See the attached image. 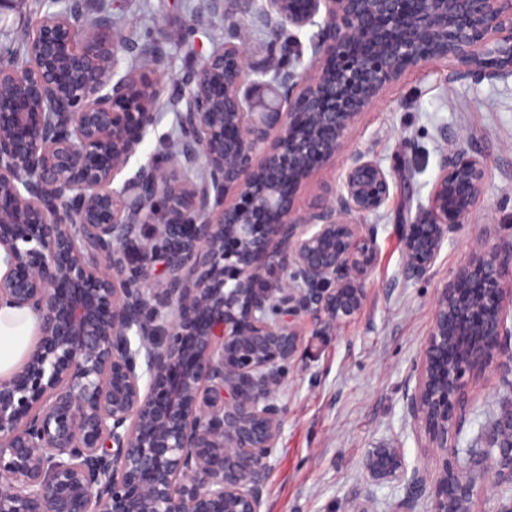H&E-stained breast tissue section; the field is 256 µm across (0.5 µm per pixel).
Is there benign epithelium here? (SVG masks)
I'll return each mask as SVG.
<instances>
[{
  "label": "benign epithelium",
  "mask_w": 512,
  "mask_h": 512,
  "mask_svg": "<svg viewBox=\"0 0 512 512\" xmlns=\"http://www.w3.org/2000/svg\"><path fill=\"white\" fill-rule=\"evenodd\" d=\"M293 35L273 74L280 108L251 111L244 38L227 31L187 77L180 136L117 183L156 123L165 58L98 13L65 0L29 24L31 60L0 65V300L34 312L39 332L21 367L0 377V512H261L268 458L282 429L279 368L307 325L328 332L362 308L375 241L354 215L377 213L396 181L354 151L339 189L299 213L312 176L347 144L358 116L403 73L445 60L478 75L512 74V0H415L410 33L387 46L364 13L401 23L402 0H257ZM323 16L318 22L316 18ZM369 42L379 52L347 61ZM146 71L119 74V50ZM305 134L292 138V132ZM484 163L442 155L428 204L401 225L405 274L435 263L448 231L484 191ZM160 261L163 286L151 288ZM281 270V285L264 274ZM481 283L486 316L448 364L462 310L458 289ZM512 306V249L485 245L440 289L406 411L437 451L407 472L400 449H368L381 483L430 489L428 512H471L487 483L492 512H512V438L491 429L460 448L469 380L501 353ZM167 324L170 339L156 343Z\"/></svg>",
  "instance_id": "1"
}]
</instances>
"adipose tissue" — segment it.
Here are the masks:
<instances>
[{
	"instance_id": "1",
	"label": "adipose tissue",
	"mask_w": 512,
	"mask_h": 512,
	"mask_svg": "<svg viewBox=\"0 0 512 512\" xmlns=\"http://www.w3.org/2000/svg\"><path fill=\"white\" fill-rule=\"evenodd\" d=\"M38 334V320L26 309L0 305V377L17 370Z\"/></svg>"
}]
</instances>
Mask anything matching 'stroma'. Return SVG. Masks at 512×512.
Wrapping results in <instances>:
<instances>
[{"label": "stroma", "instance_id": "stroma-1", "mask_svg": "<svg viewBox=\"0 0 512 512\" xmlns=\"http://www.w3.org/2000/svg\"><path fill=\"white\" fill-rule=\"evenodd\" d=\"M206 0H94L95 8L122 14L125 30L141 42H162L167 56L163 79L179 93L184 76L224 41L235 25L245 36L247 57L261 79L251 99L271 112L277 95L266 72L280 54L272 30L257 32L244 12L247 0H232L227 14L200 25L185 2ZM36 0H11L0 8V51L13 47L31 19L44 15ZM176 114L160 107L139 153L124 170L132 177L149 154L161 149ZM347 147L366 151L398 182L387 205L363 216L376 246L360 312L337 330L305 336L282 369L276 395L283 411L281 435L269 456L261 512H393L406 495L373 481L362 461L369 448H400L407 468H421L432 453L425 434L406 413V396L416 384L438 291L481 243L512 247V75L476 79L456 74L448 62L432 61L389 84L362 112ZM461 148L485 166L484 193L465 224L450 233L430 271L404 273L402 218L427 204L444 149ZM505 369L500 363L475 374L463 440L502 410Z\"/></svg>", "mask_w": 512, "mask_h": 512}]
</instances>
